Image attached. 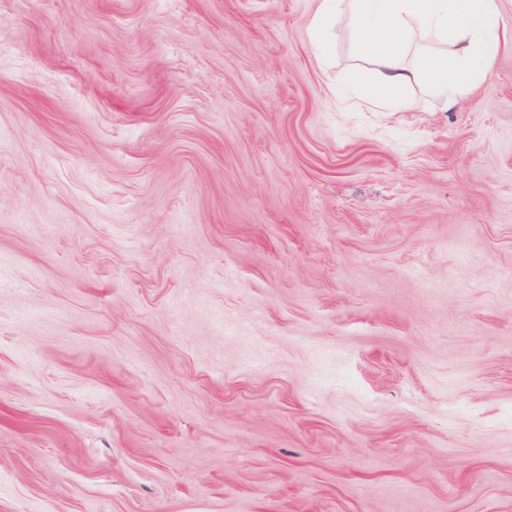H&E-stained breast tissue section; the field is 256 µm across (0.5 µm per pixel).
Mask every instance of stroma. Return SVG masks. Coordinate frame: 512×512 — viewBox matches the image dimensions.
<instances>
[{
	"instance_id": "stroma-1",
	"label": "stroma",
	"mask_w": 512,
	"mask_h": 512,
	"mask_svg": "<svg viewBox=\"0 0 512 512\" xmlns=\"http://www.w3.org/2000/svg\"><path fill=\"white\" fill-rule=\"evenodd\" d=\"M317 6L0 0V512H512V41ZM498 15V0H349L360 48L378 67L370 101L382 112L410 108L414 102L401 93L422 82L452 108L466 87L486 77L505 40ZM429 38L450 53L418 52L406 64L407 51Z\"/></svg>"
}]
</instances>
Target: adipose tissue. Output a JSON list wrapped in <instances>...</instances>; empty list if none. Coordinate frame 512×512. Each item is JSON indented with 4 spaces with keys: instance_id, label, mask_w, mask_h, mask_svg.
I'll use <instances>...</instances> for the list:
<instances>
[{
    "instance_id": "ef3b65f1",
    "label": "adipose tissue",
    "mask_w": 512,
    "mask_h": 512,
    "mask_svg": "<svg viewBox=\"0 0 512 512\" xmlns=\"http://www.w3.org/2000/svg\"><path fill=\"white\" fill-rule=\"evenodd\" d=\"M498 15V0H349L360 48L378 67L371 102L384 112L412 107L402 92L422 82L454 106L465 88L486 77L499 52L505 34ZM431 38L442 52L421 53ZM410 50L416 56L409 64Z\"/></svg>"
}]
</instances>
